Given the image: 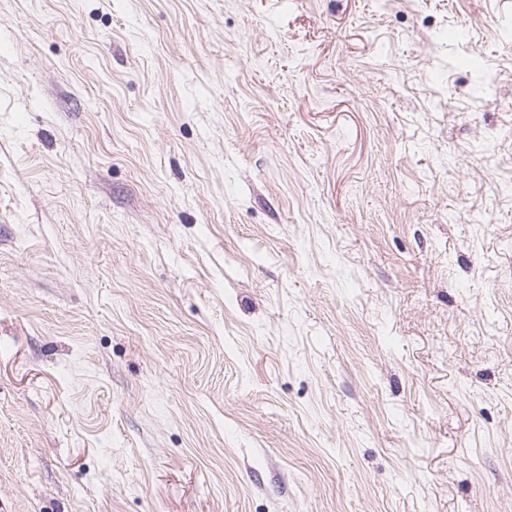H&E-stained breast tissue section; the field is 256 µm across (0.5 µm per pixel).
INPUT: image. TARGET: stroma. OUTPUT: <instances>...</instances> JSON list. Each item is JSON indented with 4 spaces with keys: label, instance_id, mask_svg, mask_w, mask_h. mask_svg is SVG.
<instances>
[{
    "label": "stroma",
    "instance_id": "1",
    "mask_svg": "<svg viewBox=\"0 0 512 512\" xmlns=\"http://www.w3.org/2000/svg\"><path fill=\"white\" fill-rule=\"evenodd\" d=\"M0 512H512V0H0Z\"/></svg>",
    "mask_w": 512,
    "mask_h": 512
}]
</instances>
